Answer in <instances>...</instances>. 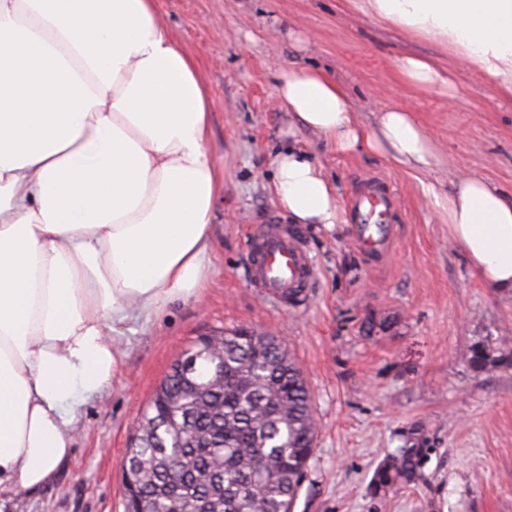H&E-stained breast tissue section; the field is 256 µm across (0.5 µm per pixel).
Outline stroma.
Returning <instances> with one entry per match:
<instances>
[{
    "label": "stroma",
    "instance_id": "stroma-1",
    "mask_svg": "<svg viewBox=\"0 0 512 512\" xmlns=\"http://www.w3.org/2000/svg\"><path fill=\"white\" fill-rule=\"evenodd\" d=\"M165 25L199 62L210 100L208 148L224 170L203 288L151 317L117 324L109 388L83 402L71 458L32 495L0 494V512H124L120 464L132 427L171 364L200 336L248 328L279 338L300 368L317 423L293 512H512V366L475 370L477 343L512 348V295L486 288L422 192L477 173L512 195V95L440 43L412 36L354 0H159ZM429 61L448 83L421 89L399 61ZM290 68L325 72L373 128L383 105L409 111L437 157L417 172L362 149L342 154L275 98ZM306 152L339 204L369 176L395 201L388 250L365 255L350 224L303 225L316 271L290 308L252 288V231L280 206L271 158ZM422 432L431 449L417 484L373 495L377 464Z\"/></svg>",
    "mask_w": 512,
    "mask_h": 512
}]
</instances>
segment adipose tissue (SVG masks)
<instances>
[{"mask_svg": "<svg viewBox=\"0 0 512 512\" xmlns=\"http://www.w3.org/2000/svg\"><path fill=\"white\" fill-rule=\"evenodd\" d=\"M362 8L448 45L512 93V0ZM275 95L337 152L432 164L408 112L384 108L366 131L320 71H283ZM209 136L198 62L160 22L158 0H0V491L35 492L67 464L77 399L117 369L107 322L203 286L224 190ZM272 164L294 222L341 223L336 189L306 153ZM423 191L486 287L512 294V198L476 175Z\"/></svg>", "mask_w": 512, "mask_h": 512, "instance_id": "ef3b65f1", "label": "adipose tissue"}]
</instances>
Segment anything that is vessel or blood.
<instances>
[{
  "mask_svg": "<svg viewBox=\"0 0 512 512\" xmlns=\"http://www.w3.org/2000/svg\"><path fill=\"white\" fill-rule=\"evenodd\" d=\"M349 207L358 243L369 248L387 245L385 226L392 219L393 202L383 182L366 179ZM251 253L253 287L291 307L304 302L314 273L298 231L269 216L252 236Z\"/></svg>",
  "mask_w": 512,
  "mask_h": 512,
  "instance_id": "1",
  "label": "vessel or blood"
}]
</instances>
